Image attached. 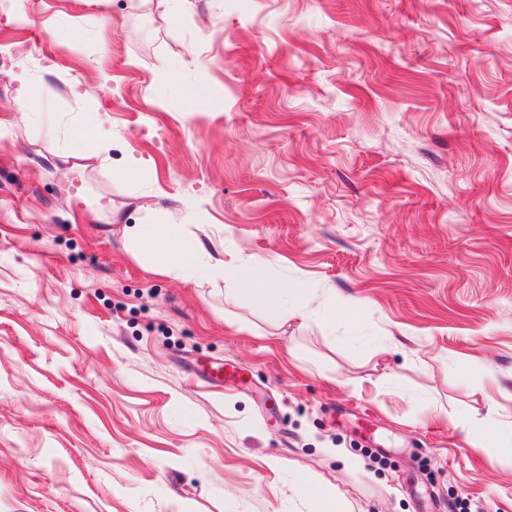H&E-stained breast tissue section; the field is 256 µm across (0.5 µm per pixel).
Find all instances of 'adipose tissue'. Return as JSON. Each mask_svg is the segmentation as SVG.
<instances>
[{"mask_svg":"<svg viewBox=\"0 0 512 512\" xmlns=\"http://www.w3.org/2000/svg\"><path fill=\"white\" fill-rule=\"evenodd\" d=\"M146 213L142 223L124 227L126 248L136 260L165 275L229 282L226 302L251 298L275 321L305 317L307 290L302 282L288 283L272 277L265 261L259 259L242 265L224 262L211 253L199 234L167 222L166 209L150 207Z\"/></svg>","mask_w":512,"mask_h":512,"instance_id":"adipose-tissue-1","label":"adipose tissue"}]
</instances>
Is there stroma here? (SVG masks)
Masks as SVG:
<instances>
[{"label":"stroma","mask_w":512,"mask_h":512,"mask_svg":"<svg viewBox=\"0 0 512 512\" xmlns=\"http://www.w3.org/2000/svg\"><path fill=\"white\" fill-rule=\"evenodd\" d=\"M31 19L0 11V120L24 75L61 123L104 114L112 166L0 140V512H316L307 479L346 512H512V448L457 425L512 429V0ZM156 201L303 279L309 319L133 259ZM227 362L248 386L201 379ZM483 428L475 430L467 426L469 443L478 448H498L500 429L495 424V419L483 418Z\"/></svg>","instance_id":"35a3bbf8"}]
</instances>
